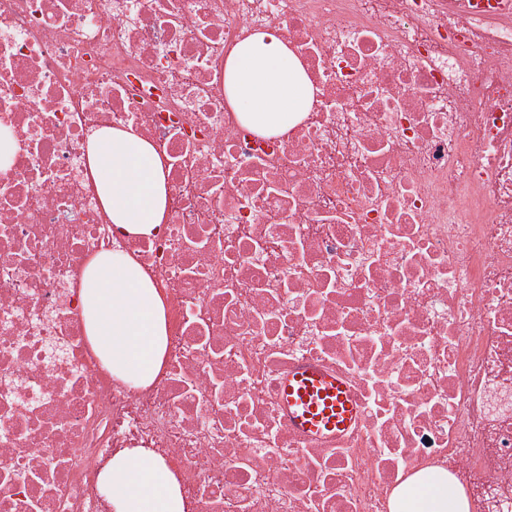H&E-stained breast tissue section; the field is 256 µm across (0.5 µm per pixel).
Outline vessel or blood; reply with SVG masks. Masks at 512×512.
Instances as JSON below:
<instances>
[{
    "label": "vessel or blood",
    "instance_id": "obj_1",
    "mask_svg": "<svg viewBox=\"0 0 512 512\" xmlns=\"http://www.w3.org/2000/svg\"><path fill=\"white\" fill-rule=\"evenodd\" d=\"M282 401L289 424L314 437L348 430L357 415L346 383L312 365L299 367L288 375L282 385Z\"/></svg>",
    "mask_w": 512,
    "mask_h": 512
}]
</instances>
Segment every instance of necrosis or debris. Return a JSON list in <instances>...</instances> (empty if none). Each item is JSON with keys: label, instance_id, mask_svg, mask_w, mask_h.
I'll list each match as a JSON object with an SVG mask.
<instances>
[{"label": "necrosis or debris", "instance_id": "4bbe7bcc", "mask_svg": "<svg viewBox=\"0 0 512 512\" xmlns=\"http://www.w3.org/2000/svg\"><path fill=\"white\" fill-rule=\"evenodd\" d=\"M281 30L313 88L288 136L243 125L224 64ZM0 512H107L141 449L191 512H391L448 471L512 512V14L477 0H0ZM157 150L160 231L113 224L88 145ZM123 251L165 303L146 386L87 335L85 268ZM349 385L333 437L282 379ZM282 401L291 426L310 436L337 435L355 421L346 383L316 366H300L283 381Z\"/></svg>", "mask_w": 512, "mask_h": 512}]
</instances>
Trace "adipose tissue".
Listing matches in <instances>:
<instances>
[{"mask_svg":"<svg viewBox=\"0 0 512 512\" xmlns=\"http://www.w3.org/2000/svg\"><path fill=\"white\" fill-rule=\"evenodd\" d=\"M280 32L252 34L227 59L225 91L241 119L261 134H287L310 110L313 91ZM93 178L114 224L132 234L158 231L168 191L154 146L132 132L99 128L89 143ZM84 313L94 349L119 377L142 385L158 376L166 350L161 294L121 251L98 256L82 279ZM114 512H188L165 463L147 452L121 451L104 476ZM392 512H469L447 477L415 476L391 501Z\"/></svg>","mask_w":512,"mask_h":512,"instance_id":"obj_1","label":"adipose tissue"}]
</instances>
